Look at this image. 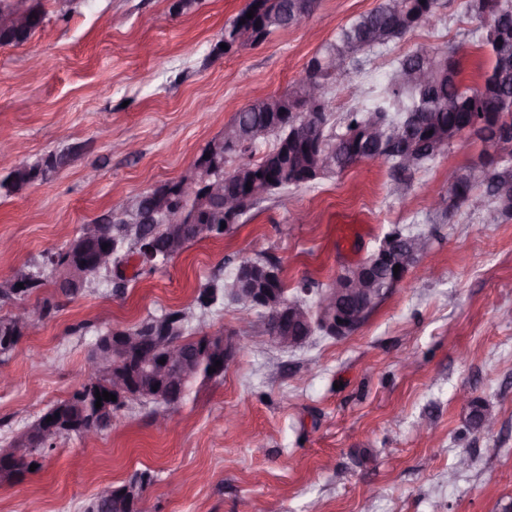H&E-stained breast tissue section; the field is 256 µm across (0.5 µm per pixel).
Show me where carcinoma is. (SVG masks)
<instances>
[{
    "label": "carcinoma",
    "instance_id": "1",
    "mask_svg": "<svg viewBox=\"0 0 512 512\" xmlns=\"http://www.w3.org/2000/svg\"><path fill=\"white\" fill-rule=\"evenodd\" d=\"M26 24L21 28L0 27V45H21L39 29L45 19L44 11L34 0H26ZM465 9L474 14L481 6L491 16L494 25L480 36L481 46L490 58L489 68L481 73L480 82L474 86L463 84L462 67L456 52L421 48L395 60L388 82L380 93L367 104L356 106L340 120L333 119L329 100L319 106L324 130L322 138L310 128V116L295 110L302 97L303 79L293 82L288 90L275 95L281 104V113L268 109L267 98L254 100L237 112L224 128L239 131L241 146H224V150L211 152L207 143L202 153L210 154L204 160L217 163L224 170L226 163L237 158L239 163L231 171V184L239 181L250 183V193L255 195L249 208L291 187L308 185L343 172L366 160H383L391 164L395 180L410 174L438 155L447 151L464 137H474L482 144L491 142L497 133L507 131L512 135V0H464ZM317 0H250L232 18L224 23V37L241 49L256 43L260 36H269L299 24L315 10ZM438 0H379L371 11L341 27L334 40L325 43L314 55L318 61L317 76L325 89L332 88L344 76V69L357 55L393 43L407 33L435 24L440 20ZM252 18H246L248 12ZM422 69L428 73L423 83H412L404 74ZM375 118L378 134L366 136L360 132L369 118ZM273 140L272 147L257 158H252L259 145ZM62 157L50 154L33 163L21 165L0 182V189L13 193L36 181L43 180L61 165ZM461 184L448 185L443 205L435 208L436 216L448 219L455 210L464 206L469 196L480 199L481 205L472 210L482 214L483 223L500 224L512 219V153L499 157L485 148L480 164L462 174ZM497 218L488 220V213ZM107 242L118 240L117 257L126 264L136 262V274L152 272L159 262H150L144 252L142 240L148 239L163 245L169 242L172 225L164 216L155 224H103ZM179 245L168 258L182 253L188 244L211 238L201 234L195 225L186 224L181 230ZM420 233L399 224L391 227L384 240L404 251L411 247L410 239ZM69 258L76 264L89 260V255L78 254L70 247L47 256L45 270H53L54 260ZM255 286L267 290L266 305L259 308L262 318H267L277 302L286 295V286L279 269L264 259L252 260ZM45 270L20 272L8 280L7 287H0V300H22L37 292L44 285ZM23 287H17V284ZM239 284L235 277L227 281L210 280L200 286L194 300L195 308L168 311L160 316H149L137 324L112 331L117 336H140L142 328L159 319L167 323L168 335L161 339L145 338L155 350V356L163 355L173 342H178L189 353L187 374L176 384V402H183L191 386L197 380H213L219 373H208L212 367L210 347L220 343V338L206 339L200 317L218 304L224 296L233 293ZM14 314L0 315V365L5 363L17 345L23 329L6 335ZM112 392L111 367L104 368L96 383L82 386L71 397L54 404L33 420L13 440L0 445V477L12 479L30 471V465L38 464V458L48 445L37 441L46 425L47 417L61 425H81L104 431L109 429L101 419L93 416L91 403L96 391ZM469 422L481 431L492 422L495 415L481 402L470 400ZM126 485L112 488L109 497L96 495L85 512H142V498L124 492Z\"/></svg>",
    "mask_w": 512,
    "mask_h": 512
}]
</instances>
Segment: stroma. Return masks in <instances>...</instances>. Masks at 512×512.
<instances>
[{
    "mask_svg": "<svg viewBox=\"0 0 512 512\" xmlns=\"http://www.w3.org/2000/svg\"><path fill=\"white\" fill-rule=\"evenodd\" d=\"M42 0L45 20L25 44L0 46V176L49 154L62 166L23 190L0 192V282L65 246L82 224L130 196L180 178L202 147L250 101L285 91L320 45L377 0H318L296 27L230 56L214 54L246 0ZM422 27L347 66L344 86L379 92L393 61L422 47L457 50L466 83L490 63L480 22L463 0H439ZM460 140L397 183L389 164L362 163L260 203L223 237L194 242L148 275L98 279L50 298L11 352L0 384V442L21 433L83 384L96 337L193 306L197 289L244 260L277 265L288 298L306 280L331 284L392 225L431 240L352 335H314L283 349L255 322L222 378L195 384L179 405H129L91 441L69 436L40 469L0 479V512H84L100 487L150 476L143 512H512V220L482 223L459 209L439 223L433 194L448 171L478 164ZM489 405L494 431L473 429L458 392ZM169 423L155 425L159 413ZM473 459L459 472V455Z\"/></svg>",
    "mask_w": 512,
    "mask_h": 512,
    "instance_id": "stroma-1",
    "label": "stroma"
}]
</instances>
